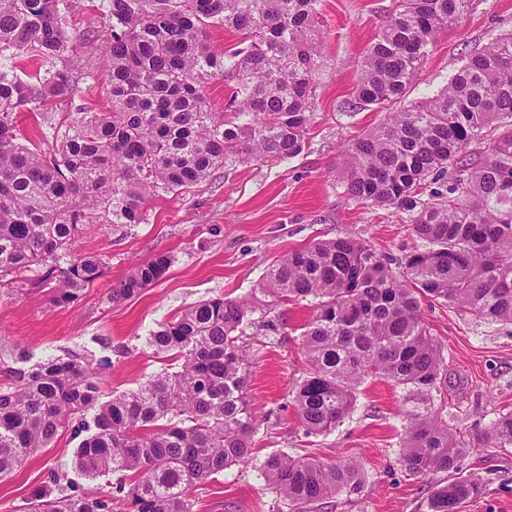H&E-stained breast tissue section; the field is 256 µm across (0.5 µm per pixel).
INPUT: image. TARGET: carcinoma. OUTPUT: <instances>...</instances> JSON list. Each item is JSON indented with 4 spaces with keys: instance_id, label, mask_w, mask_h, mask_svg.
I'll return each mask as SVG.
<instances>
[{
    "instance_id": "carcinoma-1",
    "label": "carcinoma",
    "mask_w": 512,
    "mask_h": 512,
    "mask_svg": "<svg viewBox=\"0 0 512 512\" xmlns=\"http://www.w3.org/2000/svg\"><path fill=\"white\" fill-rule=\"evenodd\" d=\"M106 2L110 108L76 107L45 153L19 142L17 113L38 111L49 97L75 100L67 0H0V56L51 61L35 81L0 69V283L23 291L18 274L39 265L55 307L105 273L103 255L72 251L90 225L139 224L160 189L179 192L244 160L293 158L310 122L324 35L320 0ZM469 3L393 0L362 56L357 99L382 108L402 99L439 34ZM217 27L238 33L240 43L215 49L209 33ZM211 79L229 84L222 112L204 91ZM485 141L484 153L469 151ZM345 155L348 194L393 210L424 245L396 259L353 237L285 252L267 269L261 303L212 297L160 324L147 345L173 353L180 370L107 400V357L73 351L16 368L31 356L0 349V480L66 427L81 438L77 470L115 477L105 489L58 492L54 473L23 512H193L194 487L253 462L259 422L248 399L244 327L259 310L301 301L314 308L302 332L310 370L293 395L306 433L334 430L366 379H387L417 404L405 412L404 470L444 474L427 512H458L481 493L479 481L457 476L470 446L431 406L433 393L448 387V371L420 301L512 323V29L465 56L436 94L388 113L348 143ZM171 263L161 252L138 264L112 288V302L157 283ZM486 441L512 447V413ZM262 470L275 503L295 512L362 487L355 461L279 453Z\"/></svg>"
}]
</instances>
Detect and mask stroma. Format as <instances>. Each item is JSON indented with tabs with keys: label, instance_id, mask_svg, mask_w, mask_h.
I'll list each match as a JSON object with an SVG mask.
<instances>
[{
	"label": "stroma",
	"instance_id": "obj_1",
	"mask_svg": "<svg viewBox=\"0 0 512 512\" xmlns=\"http://www.w3.org/2000/svg\"><path fill=\"white\" fill-rule=\"evenodd\" d=\"M68 31L80 46L76 70L78 101L104 111L107 68L102 43L108 36L105 0H70ZM390 0H321L324 39L311 124L302 152L270 162L246 160L216 170L208 180L182 193L158 191L148 201L143 223L116 231L94 224L74 251L100 253L104 275L65 307L50 305L41 290L0 293V341L31 354L33 361L85 351L109 357L106 393L135 389L161 369L177 370L176 359L152 353L146 338L159 323L211 297L257 293L270 263L288 250L315 240L354 237L378 252L398 257L413 245L408 225L391 210L355 200L344 184L343 146L379 125L386 111L354 104L361 57L375 37ZM512 29V0H473L456 25L433 45L404 101L412 103L443 88L462 58ZM69 102L51 99L41 111L19 116L23 144L51 149ZM166 252L168 272L155 285L119 304L112 287L136 264ZM309 302L277 308L278 331L247 329L243 342L251 357L248 393L260 421L253 437L251 465H233L195 487V512H276L261 465L274 453L314 456L325 462L357 461L360 492H342L321 512H427L436 477L408 476L399 461L404 390L370 378L361 385L349 416L325 435L306 434L292 391L309 364L303 326ZM421 318L441 346L448 387L433 397L449 429L473 443L461 458L460 476L482 480L483 491L461 512H512V448L481 445L500 413L512 411V324L492 323L452 305L422 303ZM78 445L70 430L52 447L37 451L27 464L0 480V512H22L29 493L51 475L84 487L105 486L75 470Z\"/></svg>",
	"mask_w": 512,
	"mask_h": 512
}]
</instances>
